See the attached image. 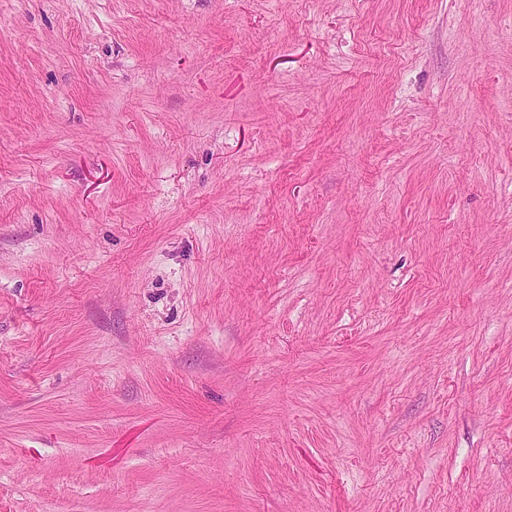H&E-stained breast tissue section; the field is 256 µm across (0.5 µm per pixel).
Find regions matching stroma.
I'll return each mask as SVG.
<instances>
[{"mask_svg":"<svg viewBox=\"0 0 512 512\" xmlns=\"http://www.w3.org/2000/svg\"><path fill=\"white\" fill-rule=\"evenodd\" d=\"M0 512H512V0H0Z\"/></svg>","mask_w":512,"mask_h":512,"instance_id":"obj_1","label":"stroma"}]
</instances>
